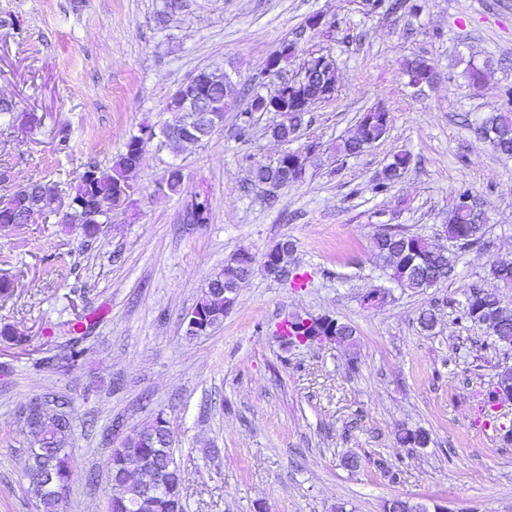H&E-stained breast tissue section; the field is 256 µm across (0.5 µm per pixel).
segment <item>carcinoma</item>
I'll return each mask as SVG.
<instances>
[{"label":"carcinoma","instance_id":"carcinoma-1","mask_svg":"<svg viewBox=\"0 0 512 512\" xmlns=\"http://www.w3.org/2000/svg\"><path fill=\"white\" fill-rule=\"evenodd\" d=\"M303 64L318 69V77L309 82L293 80L283 83V87L288 89V95L281 99L282 106L290 110L308 108L323 99V95L330 96L335 91L336 66L332 59L325 55H310L303 60ZM491 69L493 62L490 60L480 64L470 62L465 74L469 81L481 83ZM404 70L412 85L421 88L429 83L433 67L428 59L415 57L406 61ZM225 81L224 73L217 70L203 69L193 76L192 82L198 87L201 108L212 112L210 123L191 138L183 133V129L195 125L194 113L181 112L173 107L170 109L172 122L165 127L168 141L179 145L200 143L222 124L228 106ZM370 119L373 120L371 135L374 138L390 127V113L371 107L358 118L356 130H366V123ZM470 127L495 152L507 158L512 157L511 107L489 112L473 120ZM364 148L365 137L357 134L336 144V152L345 156L359 154ZM143 153L142 138L134 135L127 140L124 151L109 169L89 166L80 174L71 191V195L78 201L71 223L81 230L83 243L96 242L103 225L108 223L111 211L130 198L131 173L139 165ZM409 162L406 153L394 155L376 179L373 187L375 193L387 192ZM304 171L305 164L298 162V158L289 153L282 156L274 167L261 165L253 168L251 177L259 183L271 181L283 187L297 182ZM59 194L54 184L38 181L22 184L5 200L11 215H1L0 221L8 223L16 216L22 218V223H27L23 216L33 202L40 203V215L52 214L53 203ZM456 196L472 198V205L465 212L450 214L446 230L449 240L466 248L482 238L485 224L481 216L485 210L469 188H460ZM210 210L208 198L199 196L191 202L187 212L191 213L193 223L205 224L209 220ZM415 241V236L400 230L380 232L373 238V255L379 267L400 287L422 291L448 279L452 267L446 256L411 261L410 250ZM252 273L253 266L246 254H235L210 278L186 318H191L193 314L202 317L201 325L205 334H210L224 322V289L239 288ZM489 276L506 287H512V267L506 268L495 261L490 265ZM484 300V290L471 291L463 306V317L475 323L480 322L476 308ZM81 324L80 317L66 323L69 338L56 345L57 353L52 359V365L56 368H70L84 359L86 350L82 346L83 337L78 335ZM328 331V327L315 321L304 327L300 321L293 319L279 330V336L284 342L292 344L301 336H325ZM165 420L163 412L155 413L138 428L137 437L124 439L112 449L106 467L121 493L110 499L108 512H185L183 492L179 489L182 471L174 458L172 447L163 439ZM24 430L29 441L25 474L37 490L38 512H61V506L73 483V472L69 464L72 418L50 410L25 422ZM46 471L53 473L54 481L43 486L40 476Z\"/></svg>","mask_w":512,"mask_h":512}]
</instances>
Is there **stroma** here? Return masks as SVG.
<instances>
[{
  "instance_id": "obj_1",
  "label": "stroma",
  "mask_w": 512,
  "mask_h": 512,
  "mask_svg": "<svg viewBox=\"0 0 512 512\" xmlns=\"http://www.w3.org/2000/svg\"><path fill=\"white\" fill-rule=\"evenodd\" d=\"M393 2L367 16L358 0H180L170 14L166 0H0V17L19 21L0 30V99L15 105L0 121V174H9L0 197L31 179L66 193L88 164L111 166L142 126L171 121L170 96L199 70L224 71L234 84L233 109L205 141L175 150L154 138L133 193L92 245L54 216L0 227V276L15 284L0 323L28 338L21 349L0 342V512H35L19 411L46 394L66 397L73 419L63 512H108V455L159 411L187 512H382L394 497L446 512H512V442L498 430L512 425V401L493 417L482 411L512 350L490 348L486 328L462 316L469 289L490 287L491 263L512 260V160L466 125L505 106L512 88V0H426L417 14ZM314 14L324 21L312 31ZM287 40L335 61L336 90L311 107L292 145L313 148L303 178L271 195L248 175L285 151L267 132L278 117L254 113L242 138L238 113L249 89H273L266 61ZM416 55L436 71L421 90L402 70ZM487 58L493 70L473 87L463 71ZM377 105L392 116L387 136L357 156L336 155V140ZM28 112L42 116L40 127L25 125ZM399 152L410 154L409 168L374 195L373 178ZM172 163L184 187L166 196L157 184ZM463 185L484 199L488 223L483 245L460 250L442 231ZM198 193L209 197L210 219L186 223ZM384 223L447 246L453 276L422 292L389 286L372 254ZM285 240L307 288L255 266L223 324L186 336L185 315L225 262ZM384 287V303L364 305ZM426 309L437 317L430 333L418 324ZM88 312L83 364L46 365L56 352L50 330ZM292 316L350 324L357 345H284L276 328ZM404 426L425 429L428 446H401Z\"/></svg>"
}]
</instances>
